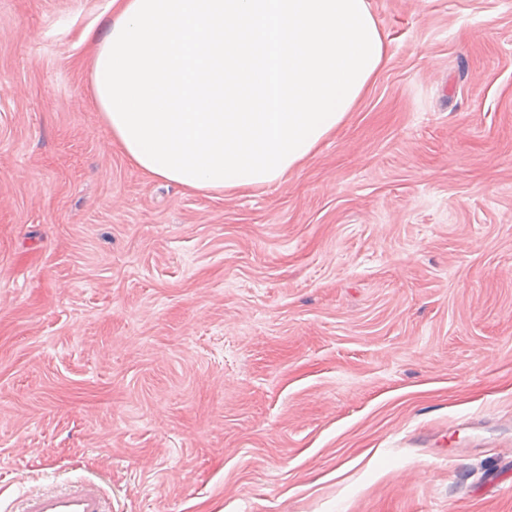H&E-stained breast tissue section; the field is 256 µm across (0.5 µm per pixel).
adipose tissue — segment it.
Listing matches in <instances>:
<instances>
[{
	"label": "adipose tissue",
	"instance_id": "ef3b65f1",
	"mask_svg": "<svg viewBox=\"0 0 512 512\" xmlns=\"http://www.w3.org/2000/svg\"><path fill=\"white\" fill-rule=\"evenodd\" d=\"M87 29L93 101L139 169L196 190L269 185L381 70L368 0H111Z\"/></svg>",
	"mask_w": 512,
	"mask_h": 512
}]
</instances>
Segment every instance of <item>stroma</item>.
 Listing matches in <instances>:
<instances>
[{
  "instance_id": "35a3bbf8",
  "label": "stroma",
  "mask_w": 512,
  "mask_h": 512,
  "mask_svg": "<svg viewBox=\"0 0 512 512\" xmlns=\"http://www.w3.org/2000/svg\"><path fill=\"white\" fill-rule=\"evenodd\" d=\"M386 61L281 180L112 141L110 0H0V512H512V0H370ZM19 512H107L100 490L91 483L48 490L23 500Z\"/></svg>"
}]
</instances>
